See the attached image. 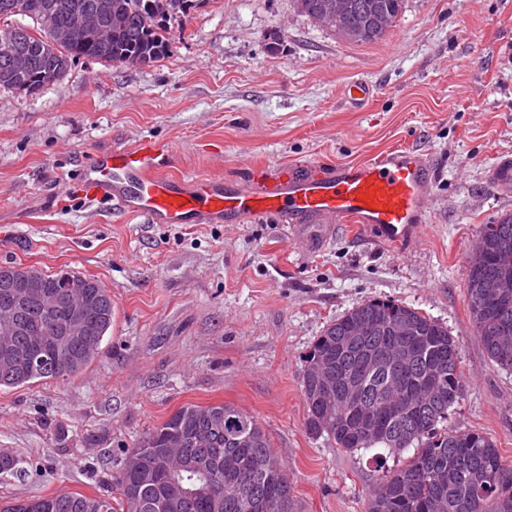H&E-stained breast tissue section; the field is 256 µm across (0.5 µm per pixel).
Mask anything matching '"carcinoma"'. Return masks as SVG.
<instances>
[{
  "label": "carcinoma",
  "mask_w": 512,
  "mask_h": 512,
  "mask_svg": "<svg viewBox=\"0 0 512 512\" xmlns=\"http://www.w3.org/2000/svg\"><path fill=\"white\" fill-rule=\"evenodd\" d=\"M186 0H112V35L104 41L79 39L59 41L38 25H19L0 33V88L35 95L60 80L74 60L95 59L125 67H143L159 61L170 51V38L163 18L181 10ZM97 0H0V16L14 6L34 18L46 4H54L56 26L66 28L74 7L91 10ZM298 9L320 26L356 43L383 39L403 8V0H296ZM26 50L32 64L22 78L11 74V54ZM504 250L512 251V215L486 224L468 256L466 300L474 329L490 360L502 369H512V343L499 344L503 329L512 332V307L485 297L483 284L503 274L512 278V267L501 269L496 261ZM33 272L44 290L58 292L79 280L90 310L84 335L89 342H74L49 367H34L27 360L28 329L41 322L51 332L63 331L67 308L59 306L47 316L35 305H20L3 285ZM12 319L16 336L17 368L0 375V388L21 387L43 379L65 380L77 375L98 354L104 336L112 330V293L97 279L71 269L44 272L33 267L0 266V321ZM405 336H414L420 350L407 367L396 371L380 366L361 378L363 399L356 405L339 406L314 400L318 383L302 371L301 390L306 403L304 427L311 436L331 437L345 451L381 448L393 457L407 449L414 453L404 465L390 471L370 493L366 512H512V478L497 479L505 465L495 441L475 430H439L448 411L464 393L461 347L442 323L418 309L392 300H369L337 317L318 336L305 357L330 361L336 391L344 388L349 367H358L370 354L382 351ZM442 371L441 384L432 403L396 417L373 439L359 426L375 400L388 390L405 393L425 387V374ZM224 411V429L210 437L208 448H188L186 457L197 464L221 461L234 453L241 459V475L247 478L249 459L261 455L282 470L270 439L258 420L230 404H216ZM205 406L188 404L177 409L163 424L153 428L121 460L117 477L118 496H87L79 492L58 493L36 499L0 504V512H239L230 500L209 493L183 496L165 480L152 486L138 484L136 466L163 451L176 434L190 435L205 426Z\"/></svg>",
  "instance_id": "cac0c4a2"
}]
</instances>
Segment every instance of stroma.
Returning a JSON list of instances; mask_svg holds the SVG:
<instances>
[{
	"label": "stroma",
	"instance_id": "obj_1",
	"mask_svg": "<svg viewBox=\"0 0 512 512\" xmlns=\"http://www.w3.org/2000/svg\"><path fill=\"white\" fill-rule=\"evenodd\" d=\"M172 48L141 68L78 59L39 95L0 88V265L69 268L112 293L111 332L78 375L0 389V454L40 471L0 477V501L116 492L127 449L187 404L254 415L293 512H366L370 452L304 428L303 359L327 325L389 299L445 323L466 383L446 426L512 464V370L487 356L466 303L483 225L512 214V0H405L383 40L356 45L295 0H190ZM369 98L349 101L348 83ZM151 137L176 178L248 190L256 165L356 163L395 148L430 165L425 222L400 245L337 222L305 252L284 214L151 224L82 194L93 155Z\"/></svg>",
	"mask_w": 512,
	"mask_h": 512
}]
</instances>
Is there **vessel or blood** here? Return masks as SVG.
<instances>
[{
	"instance_id": "1",
	"label": "vessel or blood",
	"mask_w": 512,
	"mask_h": 512,
	"mask_svg": "<svg viewBox=\"0 0 512 512\" xmlns=\"http://www.w3.org/2000/svg\"><path fill=\"white\" fill-rule=\"evenodd\" d=\"M173 149L148 137L96 155L85 167L83 191L108 199L118 213L154 224H185L211 217L238 224L257 214L287 213L290 234L307 251L331 239L329 214L383 231L395 238L399 226L423 221L429 165L410 150H395L327 171L317 165L250 170L247 192L224 190L219 181L178 180L168 173Z\"/></svg>"
}]
</instances>
